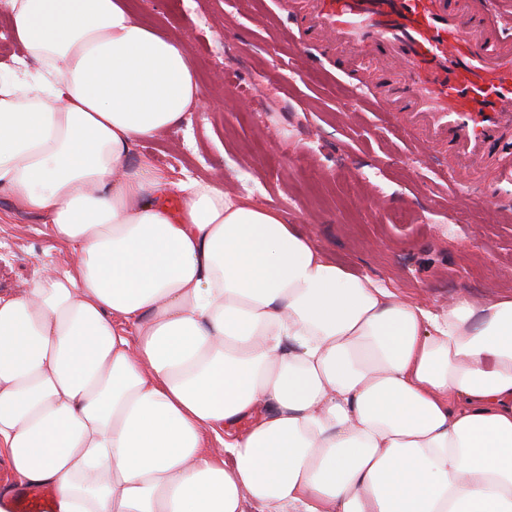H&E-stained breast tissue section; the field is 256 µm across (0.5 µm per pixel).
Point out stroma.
Instances as JSON below:
<instances>
[{"label":"stroma","instance_id":"obj_1","mask_svg":"<svg viewBox=\"0 0 512 512\" xmlns=\"http://www.w3.org/2000/svg\"><path fill=\"white\" fill-rule=\"evenodd\" d=\"M281 0H129L143 24L183 41L203 100L136 146L170 180L204 177L277 209L336 263L432 306L512 289V215L491 218L448 184L447 152L422 151L393 113L349 98L336 60L299 71L309 44L288 36ZM72 250L44 217L0 189V293L62 272Z\"/></svg>","mask_w":512,"mask_h":512}]
</instances>
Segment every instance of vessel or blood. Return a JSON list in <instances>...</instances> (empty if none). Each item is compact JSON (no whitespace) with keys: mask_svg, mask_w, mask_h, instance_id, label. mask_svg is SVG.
Wrapping results in <instances>:
<instances>
[{"mask_svg":"<svg viewBox=\"0 0 512 512\" xmlns=\"http://www.w3.org/2000/svg\"><path fill=\"white\" fill-rule=\"evenodd\" d=\"M299 30L355 72L354 87L387 112L405 114L420 146L447 148L456 176L495 171L484 199L500 214L512 194V0H288ZM14 512H55L49 489L17 493Z\"/></svg>","mask_w":512,"mask_h":512,"instance_id":"b4317fda","label":"vessel or blood"}]
</instances>
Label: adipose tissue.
Instances as JSON below:
<instances>
[{
    "label": "adipose tissue",
    "instance_id": "obj_1",
    "mask_svg": "<svg viewBox=\"0 0 512 512\" xmlns=\"http://www.w3.org/2000/svg\"><path fill=\"white\" fill-rule=\"evenodd\" d=\"M0 7L25 50L0 188L77 255L0 294L14 486L56 512H512V292L433 311L276 209L129 163L202 99L183 44L127 0Z\"/></svg>",
    "mask_w": 512,
    "mask_h": 512
}]
</instances>
